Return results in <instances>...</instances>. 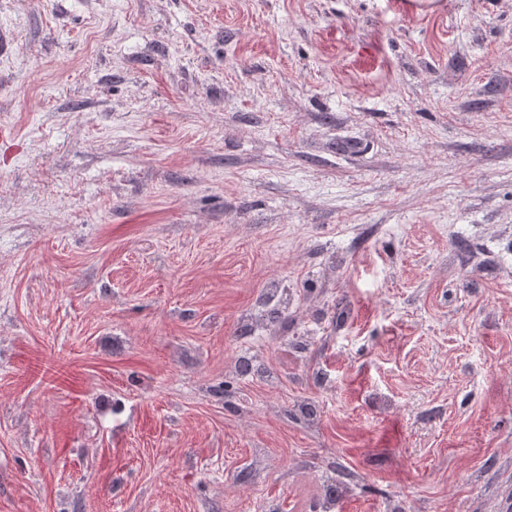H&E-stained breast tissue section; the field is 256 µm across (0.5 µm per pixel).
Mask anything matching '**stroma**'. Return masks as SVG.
I'll return each instance as SVG.
<instances>
[{"label":"stroma","instance_id":"1","mask_svg":"<svg viewBox=\"0 0 512 512\" xmlns=\"http://www.w3.org/2000/svg\"><path fill=\"white\" fill-rule=\"evenodd\" d=\"M418 2L0 0V512H512V0Z\"/></svg>","mask_w":512,"mask_h":512}]
</instances>
